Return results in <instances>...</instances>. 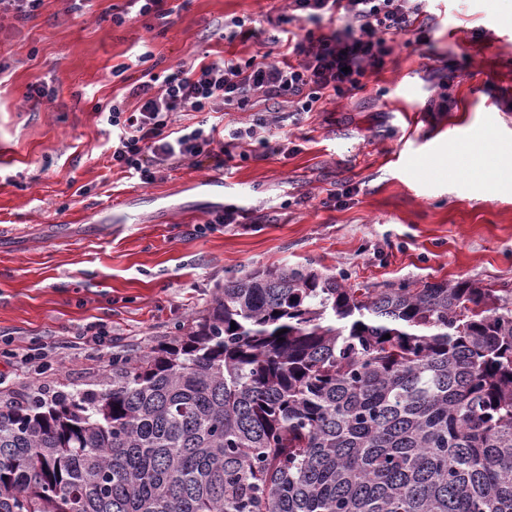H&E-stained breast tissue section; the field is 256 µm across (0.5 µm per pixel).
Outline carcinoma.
Segmentation results:
<instances>
[{"mask_svg":"<svg viewBox=\"0 0 512 512\" xmlns=\"http://www.w3.org/2000/svg\"><path fill=\"white\" fill-rule=\"evenodd\" d=\"M0 512H512V305L232 277L101 388L0 397Z\"/></svg>","mask_w":512,"mask_h":512,"instance_id":"carcinoma-1","label":"carcinoma"}]
</instances>
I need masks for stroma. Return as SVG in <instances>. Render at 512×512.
Instances as JSON below:
<instances>
[{"instance_id":"1","label":"stroma","mask_w":512,"mask_h":512,"mask_svg":"<svg viewBox=\"0 0 512 512\" xmlns=\"http://www.w3.org/2000/svg\"><path fill=\"white\" fill-rule=\"evenodd\" d=\"M170 5L165 24L109 22L128 0L76 15L44 0L34 18L0 20V391L96 387L112 353L84 341L87 325L149 351L258 267L375 291L469 280L512 302V0H431L426 46L397 45L353 96L289 113L296 152L232 148L220 195L190 185L214 174L207 163L151 185L113 167L98 110L133 107L127 88L145 73L262 50L277 2ZM234 18L256 37L226 44ZM42 83L58 107L26 100ZM443 94L447 111H429ZM227 207L241 223L207 228ZM40 348L50 369L17 370L16 354Z\"/></svg>"}]
</instances>
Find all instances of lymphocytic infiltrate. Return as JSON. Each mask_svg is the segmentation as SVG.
Returning a JSON list of instances; mask_svg holds the SVG:
<instances>
[{"label":"lymphocytic infiltrate","mask_w":512,"mask_h":512,"mask_svg":"<svg viewBox=\"0 0 512 512\" xmlns=\"http://www.w3.org/2000/svg\"><path fill=\"white\" fill-rule=\"evenodd\" d=\"M427 2L288 0L287 13L272 22L269 50L180 64L133 82L129 95L136 106L115 105L103 115L113 166L150 185L186 161L223 166L237 143L255 141L270 153L287 154V113L313 112L362 89L368 69L382 68L399 38L421 35ZM326 19L341 21V29L322 31ZM248 111L253 118L246 126L207 119L211 112ZM183 112L201 118L179 123Z\"/></svg>","instance_id":"f902f5d3"}]
</instances>
